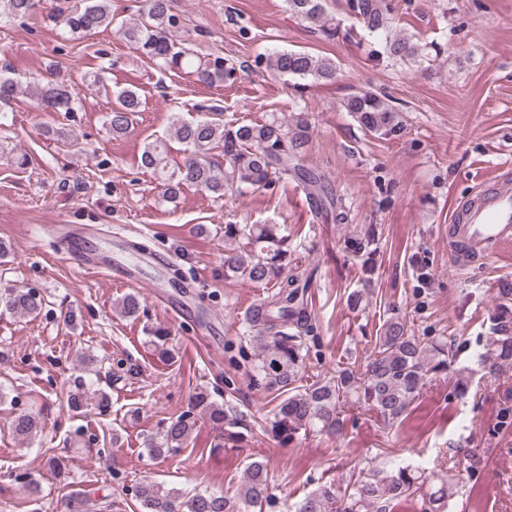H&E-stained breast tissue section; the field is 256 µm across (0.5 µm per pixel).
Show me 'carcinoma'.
I'll return each mask as SVG.
<instances>
[{
  "label": "carcinoma",
  "instance_id": "carcinoma-1",
  "mask_svg": "<svg viewBox=\"0 0 512 512\" xmlns=\"http://www.w3.org/2000/svg\"><path fill=\"white\" fill-rule=\"evenodd\" d=\"M288 12L311 25L328 40L339 35L336 18L327 11L326 0H285ZM355 23L379 48L374 54L406 66L436 61L442 45L423 43L399 29L390 0H347ZM36 0H0V23L30 17ZM43 19L82 38L112 26L110 0H79L59 7ZM180 26L171 12V0H145L141 18L121 23L124 38L139 54L168 72H185L200 84L232 83L237 79L234 60L218 54L199 57L172 39ZM267 67L276 75L309 79L326 84L336 80V62L308 52L283 50L269 55ZM18 83L0 72V105H8L18 93ZM42 110L54 113L74 111L77 94L64 84H48L40 89ZM116 103L107 113L106 125L114 136L126 134L141 112L137 90L125 88L115 93ZM343 109L369 134L379 139H395L405 130L401 110L382 94L361 90L345 97ZM311 121L305 112L289 118L275 115L261 122L242 123L224 117L223 109L211 106L205 115L186 121L174 115L168 139H155L144 145L140 163L162 183L161 201L177 202L184 188L199 187L216 197L240 192L245 187L265 188L292 177H304L310 187L312 206L341 224L345 220L342 200L333 197L320 177L301 168L300 158L310 139ZM182 146L181 161L169 159V141ZM222 149L224 162L214 157ZM287 238L278 224L224 225V277H234L258 286L273 285L276 291L255 306L246 318L245 336L255 348V372L266 389L277 393L273 416L263 431L291 438L299 431H312L335 437L343 426L345 408L364 403L390 425L400 421L422 393L429 377L454 370L462 342L457 336L426 338L415 334L405 317L390 316L375 337L363 368L339 369L327 378L303 385L301 380L307 356V337L312 331L308 312L311 276L299 271L288 274ZM374 240L354 238L348 249L362 259L367 274L375 270L371 249ZM512 287L498 290L500 314L490 323V336L476 356L477 364L496 377L512 365ZM45 306L43 296L32 290H11L0 295V308L8 313L37 317ZM101 379L77 377V388L68 395V409L80 413L88 406V393ZM209 417L224 430L226 410L206 390L193 394L191 410L168 421L146 447L160 457L186 445L196 424L195 413ZM38 417L21 413L12 422L16 435L28 437L37 431ZM386 460L358 474H352L345 487L329 481L320 484L302 499L286 505V512H393L395 502L419 500L422 512H452L453 499L461 481L448 468V478L434 480L425 467L402 465L396 449L382 451ZM137 500L144 512H263L272 501L267 464L252 460L245 469L235 494L205 489L187 496L177 490L146 481L137 489Z\"/></svg>",
  "mask_w": 512,
  "mask_h": 512
}]
</instances>
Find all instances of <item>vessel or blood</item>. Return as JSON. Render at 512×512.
<instances>
[{
  "mask_svg": "<svg viewBox=\"0 0 512 512\" xmlns=\"http://www.w3.org/2000/svg\"><path fill=\"white\" fill-rule=\"evenodd\" d=\"M511 245L512 182L496 175L454 213L448 251L462 260H481Z\"/></svg>",
  "mask_w": 512,
  "mask_h": 512,
  "instance_id": "vessel-or-blood-1",
  "label": "vessel or blood"
}]
</instances>
